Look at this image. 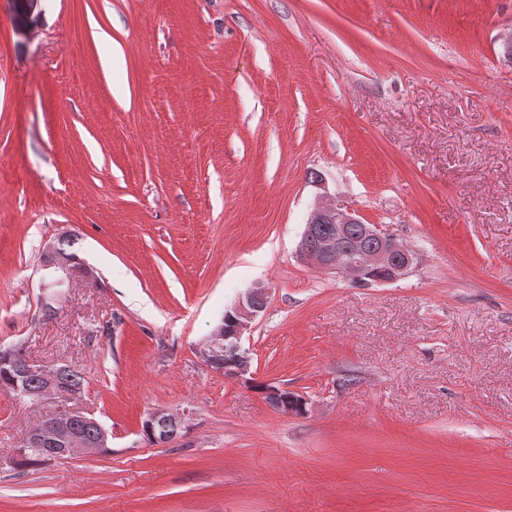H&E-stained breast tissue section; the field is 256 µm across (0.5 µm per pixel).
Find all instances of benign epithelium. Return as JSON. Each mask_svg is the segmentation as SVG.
<instances>
[{"label": "benign epithelium", "mask_w": 512, "mask_h": 512, "mask_svg": "<svg viewBox=\"0 0 512 512\" xmlns=\"http://www.w3.org/2000/svg\"><path fill=\"white\" fill-rule=\"evenodd\" d=\"M313 183L322 189V193L307 218V224L329 223L334 225V229L320 240L313 239L309 231H304L299 245L300 256L311 265L332 270L351 283L361 281L364 272L370 267L385 271V277L377 280L379 284L405 277L413 262L410 252L396 238L382 231L379 225L367 224L356 212L337 204L325 191L323 180L317 178ZM352 224L360 225L363 236L375 243V247L359 261L348 257L343 249L345 231ZM49 267L54 269V281L43 285L45 289L93 276L91 269H75L65 260L54 261ZM268 295L269 288L256 284L239 296L230 308V327L221 324L216 328L204 346V357L210 358L226 342L240 345L242 336L262 311ZM29 369L40 372L45 381L44 387L31 396V401L44 414L43 421L33 429L32 436L40 443L52 446L50 456L54 459L69 458L79 452L94 454L100 451L99 446L90 445L70 433V419L81 414V410L75 404L76 395H65L56 387L54 369L32 365Z\"/></svg>", "instance_id": "obj_1"}]
</instances>
